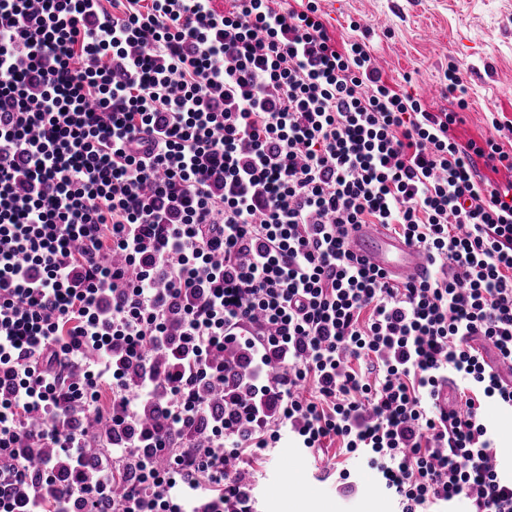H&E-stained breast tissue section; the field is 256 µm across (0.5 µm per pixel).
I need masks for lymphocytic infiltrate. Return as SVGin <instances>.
Wrapping results in <instances>:
<instances>
[{
    "label": "lymphocytic infiltrate",
    "mask_w": 512,
    "mask_h": 512,
    "mask_svg": "<svg viewBox=\"0 0 512 512\" xmlns=\"http://www.w3.org/2000/svg\"><path fill=\"white\" fill-rule=\"evenodd\" d=\"M0 0V512H252L288 430L402 512H512V152L316 0ZM353 224L424 252L396 283ZM460 406H436L442 385Z\"/></svg>",
    "instance_id": "lymphocytic-infiltrate-1"
}]
</instances>
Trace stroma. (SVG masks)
Listing matches in <instances>:
<instances>
[{"mask_svg":"<svg viewBox=\"0 0 512 512\" xmlns=\"http://www.w3.org/2000/svg\"><path fill=\"white\" fill-rule=\"evenodd\" d=\"M319 6L334 36L368 42L384 78L423 96L426 107L447 105L440 88L448 67L457 66L469 102L459 134L489 133L494 112L512 121V0H320ZM430 86L436 94H427ZM343 469L348 479L340 478ZM250 470L255 512H291L303 496L321 512L400 510L368 458L335 443L316 458L284 434ZM289 484L293 495H271V488Z\"/></svg>","mask_w":512,"mask_h":512,"instance_id":"obj_1","label":"stroma"}]
</instances>
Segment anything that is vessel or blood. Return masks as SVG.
Listing matches in <instances>:
<instances>
[{
    "instance_id": "1",
    "label": "vessel or blood",
    "mask_w": 512,
    "mask_h": 512,
    "mask_svg": "<svg viewBox=\"0 0 512 512\" xmlns=\"http://www.w3.org/2000/svg\"><path fill=\"white\" fill-rule=\"evenodd\" d=\"M349 243L365 266L382 270L392 280L417 279L428 271L425 255L407 241L389 236L382 225L351 227Z\"/></svg>"
}]
</instances>
